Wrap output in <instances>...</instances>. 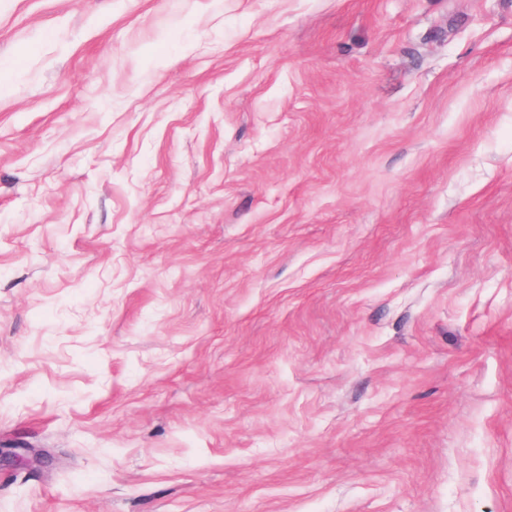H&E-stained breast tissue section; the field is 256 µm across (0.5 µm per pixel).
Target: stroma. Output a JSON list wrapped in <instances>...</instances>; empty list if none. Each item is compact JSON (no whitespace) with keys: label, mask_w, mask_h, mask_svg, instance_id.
<instances>
[{"label":"stroma","mask_w":512,"mask_h":512,"mask_svg":"<svg viewBox=\"0 0 512 512\" xmlns=\"http://www.w3.org/2000/svg\"><path fill=\"white\" fill-rule=\"evenodd\" d=\"M0 512H512V0H0Z\"/></svg>","instance_id":"stroma-1"}]
</instances>
